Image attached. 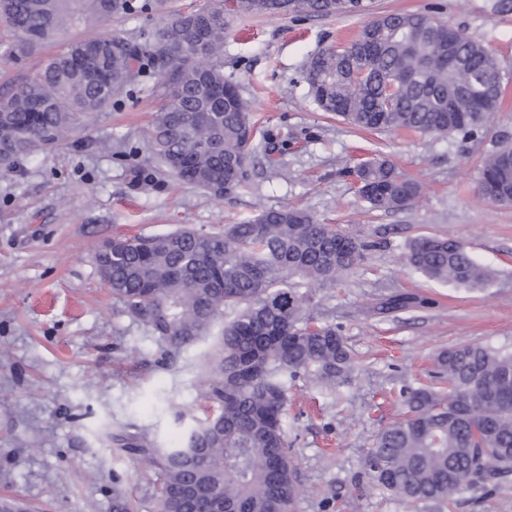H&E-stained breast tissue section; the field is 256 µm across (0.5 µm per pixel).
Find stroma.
Returning a JSON list of instances; mask_svg holds the SVG:
<instances>
[{
  "label": "stroma",
  "instance_id": "1",
  "mask_svg": "<svg viewBox=\"0 0 512 512\" xmlns=\"http://www.w3.org/2000/svg\"><path fill=\"white\" fill-rule=\"evenodd\" d=\"M341 16L236 15L224 38V76L250 101L258 150L245 189L216 198L178 182L152 159L146 131L159 105L145 76L131 97L92 115L50 153L0 175V499L28 512H113L120 489L150 512L157 475L115 449L108 433L133 424L180 443L181 414H200L199 380L215 337L170 362L153 332L123 312L94 254L107 238L181 226L217 231L257 207L294 205L371 244L343 285L317 291L315 322L340 328L355 370L336 397L298 378L288 384V440L301 492L290 512H503L512 480L495 494L471 489L442 510L407 503L368 477L363 459L398 420V393L428 383L443 351L466 344L512 350V205L482 198L479 170L512 135V0H364ZM439 12L487 45L502 73L503 101L478 139L370 132L321 111L305 68L319 50L352 43L383 13ZM60 34L30 56H0V95L74 39ZM383 158L421 186L413 209L368 212L345 168ZM148 173L140 181L135 168ZM461 242L497 270L484 291L410 272L401 258L421 236ZM390 294L429 298L383 313Z\"/></svg>",
  "mask_w": 512,
  "mask_h": 512
}]
</instances>
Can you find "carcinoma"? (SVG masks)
Returning a JSON list of instances; mask_svg holds the SVG:
<instances>
[{
  "mask_svg": "<svg viewBox=\"0 0 512 512\" xmlns=\"http://www.w3.org/2000/svg\"><path fill=\"white\" fill-rule=\"evenodd\" d=\"M168 8L151 48L103 33L75 40L32 78L0 96V171L52 149L75 126L112 105L146 73L158 74L164 102L147 132L149 151L173 177L215 197L248 182L255 124L251 105L224 78L230 19L215 5L183 12L139 0H0L13 40L0 53L19 59L61 32ZM363 0H238L239 14L341 15ZM364 70L355 78L353 69ZM306 81L318 106L376 131L482 134L502 100L492 51L460 28L425 13H387L366 23L343 52L310 57ZM372 212L414 206L419 185L384 159L354 171ZM484 197L512 204V139L484 158ZM371 244L295 207L263 208L208 232L180 228L115 237L95 255L102 280L125 313L150 327L164 356L209 335L224 312L220 340L201 381L205 417L182 424L184 443L164 447L146 433L111 432L118 450L157 470L153 512H290L300 494L288 453V380L306 374L339 392L354 364L334 325L307 315L316 290L353 272ZM424 277L483 291L496 280L453 239L424 236L403 254ZM417 304L391 295L390 312ZM447 385L400 392L403 416L385 428L364 467L376 486L405 502L442 505L468 488L496 489L512 477V352L468 345L438 359Z\"/></svg>",
  "mask_w": 512,
  "mask_h": 512,
  "instance_id": "cac0c4a2",
  "label": "carcinoma"
}]
</instances>
